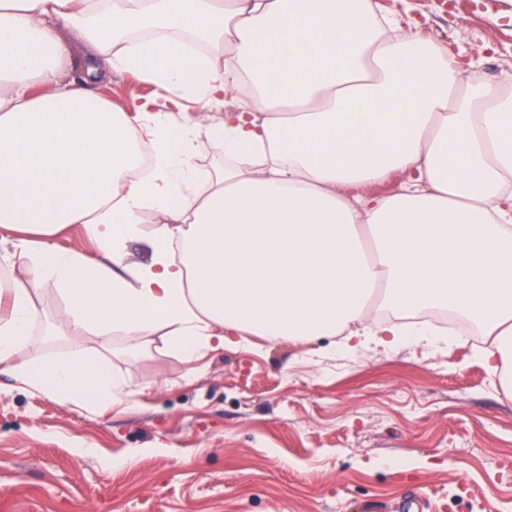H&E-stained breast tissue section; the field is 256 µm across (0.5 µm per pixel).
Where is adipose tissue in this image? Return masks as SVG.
<instances>
[{"mask_svg": "<svg viewBox=\"0 0 512 512\" xmlns=\"http://www.w3.org/2000/svg\"><path fill=\"white\" fill-rule=\"evenodd\" d=\"M399 28L374 0H0V227L19 233L5 262H23L0 361L49 280L58 322L136 350L157 334L187 361L235 332L433 344L416 316L444 308L492 337L483 361L511 388L512 95ZM115 71L201 108L238 104L206 128L145 122L92 91ZM206 151L226 159L209 181ZM397 171L399 193L365 195ZM72 224L101 260L34 247ZM134 241L149 264L129 263ZM20 379L86 401L118 388L99 352L28 362Z\"/></svg>", "mask_w": 512, "mask_h": 512, "instance_id": "obj_1", "label": "adipose tissue"}]
</instances>
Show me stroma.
Returning <instances> with one entry per match:
<instances>
[{
  "label": "stroma",
  "mask_w": 512,
  "mask_h": 512,
  "mask_svg": "<svg viewBox=\"0 0 512 512\" xmlns=\"http://www.w3.org/2000/svg\"><path fill=\"white\" fill-rule=\"evenodd\" d=\"M403 31L512 76V0H378ZM96 92L130 114L158 90L116 72ZM0 362V512H512V390L467 340L350 353L335 336H247L188 362L47 326ZM99 351L122 385L86 403L23 384L33 359Z\"/></svg>",
  "instance_id": "obj_1"
}]
</instances>
